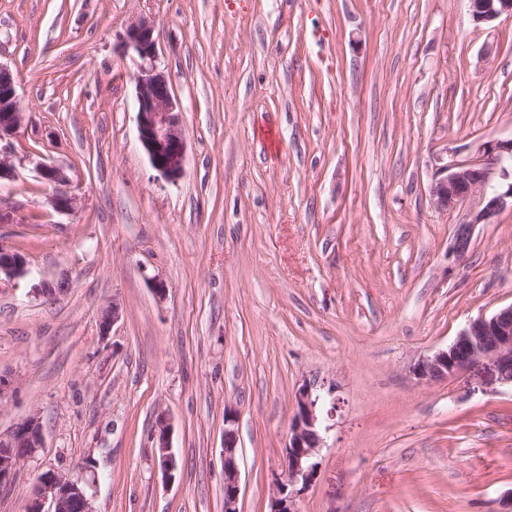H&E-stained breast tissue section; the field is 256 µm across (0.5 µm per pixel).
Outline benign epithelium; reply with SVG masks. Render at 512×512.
<instances>
[{
    "instance_id": "7a95c632",
    "label": "benign epithelium",
    "mask_w": 512,
    "mask_h": 512,
    "mask_svg": "<svg viewBox=\"0 0 512 512\" xmlns=\"http://www.w3.org/2000/svg\"><path fill=\"white\" fill-rule=\"evenodd\" d=\"M474 20L491 24L503 15L512 17V0H469ZM153 24L142 18L126 31L125 46L141 60L136 76V110L138 139L151 166L166 179L174 181L183 172L186 142L181 110L173 98L165 76L155 65L156 43ZM23 121L17 104L16 82L12 72L0 64V181L14 177L13 147L7 139L14 135ZM512 139L481 142L469 162L449 160L442 166L440 178L431 187L433 204L442 210L452 208L473 195L481 196L480 207L470 220L458 226L455 250L464 254L470 245L471 229L486 224L512 200ZM498 174L499 180L492 181ZM45 183L54 186L53 204L60 211H71L76 196L65 189L69 178L63 169L46 166L41 171ZM22 277L26 261L9 245H0V275ZM120 316L117 303L101 312L100 328L108 333ZM487 366L495 380L512 387V304L492 315L479 316L444 349L427 355L413 366L419 380H438L469 369ZM323 396L315 383H305L295 393L294 410L289 423L284 470L277 480L278 496L270 512H299L297 501L316 479V461L323 437ZM234 415L224 414V512H239L241 492L237 465V438L230 434ZM155 460L163 478H175L177 460L169 440V424L158 417L152 433ZM43 447L41 426L35 417L16 424L11 433L0 437V488L12 486L19 466ZM81 503L80 512H93L84 488L55 471L40 475L25 512H72L74 503Z\"/></svg>"
}]
</instances>
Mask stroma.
Listing matches in <instances>:
<instances>
[{"label":"stroma","instance_id":"35a3bbf8","mask_svg":"<svg viewBox=\"0 0 512 512\" xmlns=\"http://www.w3.org/2000/svg\"><path fill=\"white\" fill-rule=\"evenodd\" d=\"M142 18L182 110L175 181L137 138L124 39ZM0 64L23 114L0 241L27 260L0 277V436L34 414L44 437L0 512H24L49 470L94 512H224L228 410L240 512H269L308 381L336 410L300 512H512V388L411 372L512 304V209L460 257L479 200L430 196L448 158L512 137L511 17L477 23L468 0H0ZM41 178L56 189L53 195V204L56 209L59 211L74 210L77 199L74 194L64 188L69 184V178L63 169L56 166H45L41 171ZM153 448H155V460L162 472L163 478L171 481L177 471V460L172 451L169 440V424L163 416L158 417L152 433Z\"/></svg>","mask_w":512,"mask_h":512}]
</instances>
